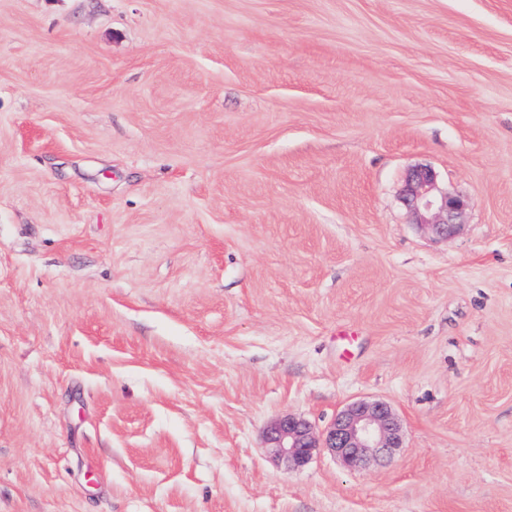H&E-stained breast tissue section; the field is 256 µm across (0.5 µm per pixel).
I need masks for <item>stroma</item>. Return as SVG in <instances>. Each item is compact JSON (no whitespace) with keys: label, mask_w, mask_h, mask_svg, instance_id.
<instances>
[{"label":"stroma","mask_w":512,"mask_h":512,"mask_svg":"<svg viewBox=\"0 0 512 512\" xmlns=\"http://www.w3.org/2000/svg\"><path fill=\"white\" fill-rule=\"evenodd\" d=\"M0 512H512V0H0ZM404 195L416 224L436 237H447L452 233L458 226L455 221L459 215L472 205L467 198L441 193L437 189L435 174L430 169L411 173ZM267 448L287 468L304 467L314 453L326 451L343 466L357 468L381 462L403 446L400 420L381 401H361L337 413L316 434L309 421L293 415L276 419L266 432Z\"/></svg>","instance_id":"1"}]
</instances>
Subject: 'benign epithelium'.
<instances>
[{
    "mask_svg": "<svg viewBox=\"0 0 512 512\" xmlns=\"http://www.w3.org/2000/svg\"><path fill=\"white\" fill-rule=\"evenodd\" d=\"M405 201L416 223L436 237H446L456 227V220L472 202L437 189L430 169L410 174L404 189ZM266 440L274 456L286 467H304L314 453L325 451L343 466L357 468L381 462L403 447L400 420L390 406L381 401L354 403L337 413L320 434L309 421L283 415L267 429Z\"/></svg>",
    "mask_w": 512,
    "mask_h": 512,
    "instance_id": "obj_1",
    "label": "benign epithelium"
}]
</instances>
